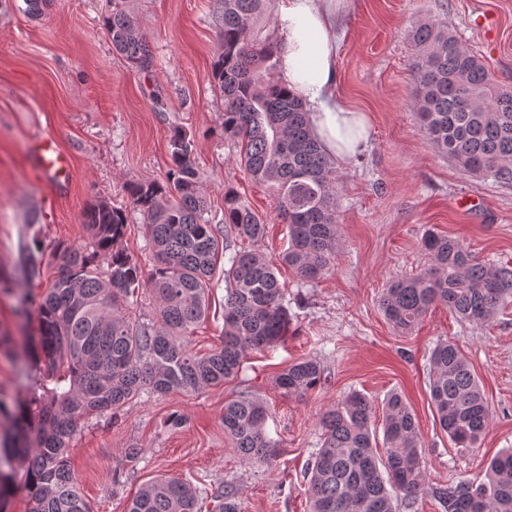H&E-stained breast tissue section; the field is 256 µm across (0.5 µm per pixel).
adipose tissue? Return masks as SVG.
I'll list each match as a JSON object with an SVG mask.
<instances>
[{"label": "adipose tissue", "mask_w": 512, "mask_h": 512, "mask_svg": "<svg viewBox=\"0 0 512 512\" xmlns=\"http://www.w3.org/2000/svg\"><path fill=\"white\" fill-rule=\"evenodd\" d=\"M344 0H278L279 78L299 95L324 150L339 160L362 154L369 123L336 95V17Z\"/></svg>", "instance_id": "ef3b65f1"}]
</instances>
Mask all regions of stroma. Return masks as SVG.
I'll return each mask as SVG.
<instances>
[{
    "label": "stroma",
    "instance_id": "obj_1",
    "mask_svg": "<svg viewBox=\"0 0 512 512\" xmlns=\"http://www.w3.org/2000/svg\"><path fill=\"white\" fill-rule=\"evenodd\" d=\"M108 0H49L40 15L24 0H0V401L13 404L30 384L26 335L37 327L23 297L38 298L56 275L51 251L82 248L83 212L98 200L127 213L121 249L143 267L152 254L142 218L124 192L132 180L165 181L173 128L186 131L210 215H221L225 188L266 226L257 248L278 257L288 228L273 189L250 179L225 140L224 99L212 82L219 53L218 0H129L155 58L151 70L130 67L113 52L102 25ZM432 21L479 54L501 87L512 89V0H346L337 22V95L365 112L370 143L336 164L339 248L330 272L304 284L288 267L279 280L292 315L285 342L252 353L241 373L196 394H142L88 423L72 442L70 461L93 512H127L140 487L159 476L204 488L240 490L244 512H305L304 471L322 443L320 417L351 392L381 407L398 391L414 411L423 441L427 484L482 480L488 460L512 448V301L484 324L430 311L409 334L393 329L379 298L389 283L426 262L427 229L462 240L481 261L512 263V184L466 174L438 152L413 107L416 52L410 33ZM50 138L70 164L62 183L30 167L36 139ZM474 200L471 208L461 198ZM46 254L40 275L16 278L29 236ZM224 288L209 298V316L191 345L205 353L224 329ZM455 343L487 398L490 419L480 444L457 448L441 430L428 387L429 354ZM316 358L320 385L305 397L276 387L279 373ZM242 395L265 400L279 455L271 465L243 462L224 434V405ZM186 416L179 428L171 414ZM141 453L127 463L125 448Z\"/></svg>",
    "mask_w": 512,
    "mask_h": 512
}]
</instances>
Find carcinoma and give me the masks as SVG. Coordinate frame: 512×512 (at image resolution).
<instances>
[{
  "label": "carcinoma",
  "mask_w": 512,
  "mask_h": 512,
  "mask_svg": "<svg viewBox=\"0 0 512 512\" xmlns=\"http://www.w3.org/2000/svg\"><path fill=\"white\" fill-rule=\"evenodd\" d=\"M103 25L112 48L134 68L154 58L125 0H109ZM221 52L212 79L224 97V138L240 147V163L256 182L274 189L288 225V247L273 260L254 248L265 225L232 188L224 190V228L206 217L208 204L187 134L172 130L166 181H130L133 210L143 218L154 263L144 269L117 248L127 228L124 211L101 201L83 214L91 241L84 249L59 243L55 279L36 302L37 334L27 337L38 390L0 403L12 434L0 439V512L25 493L27 512H91L69 461L70 443L89 418L116 413L142 391L197 392L238 376L250 353L281 343L290 330L278 264L314 282L334 265L338 245L336 166L312 132L299 96L281 85L276 44L254 30L270 0H220ZM413 107L430 143L462 171L512 184V90L500 88L483 61L455 34L435 23L418 24ZM248 243L236 248L235 240ZM427 266L392 281L379 305L392 327L410 333L429 310L445 304L460 319L486 323L512 295V266L480 262L463 242L427 231ZM37 237L22 254L24 276L40 275ZM224 254V334L203 355L189 337L206 321L215 264ZM146 289L159 301L156 320L124 315ZM318 360L304 359L276 383L288 396H304L322 381ZM429 390L441 429L456 448H473L489 421V408L468 360L451 342L430 355ZM374 408L352 392L323 413L321 448L308 464L309 512H397L430 494L442 512H512V449L494 456L480 482L429 487L415 414L395 392L383 407L386 459L377 458ZM267 404L243 396L224 405V434L241 459L269 464L276 457L267 434ZM26 462L22 475L14 463ZM243 512L231 482L208 491L165 476L146 483L127 512Z\"/></svg>",
  "instance_id": "1"
}]
</instances>
